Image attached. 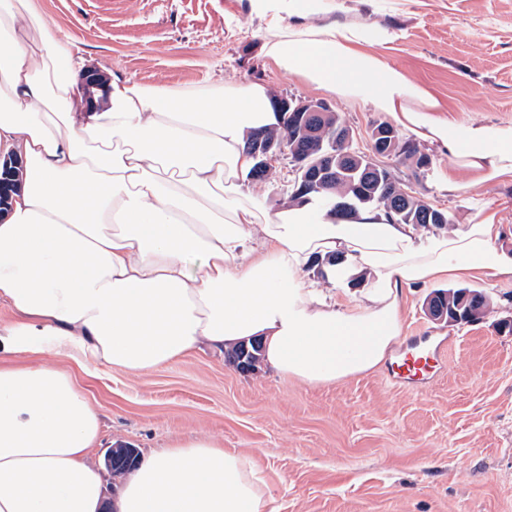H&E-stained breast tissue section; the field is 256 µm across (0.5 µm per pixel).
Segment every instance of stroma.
Instances as JSON below:
<instances>
[{
  "mask_svg": "<svg viewBox=\"0 0 512 512\" xmlns=\"http://www.w3.org/2000/svg\"><path fill=\"white\" fill-rule=\"evenodd\" d=\"M334 18L395 29L387 60L429 85L461 123H512V0H335ZM57 34L103 81L142 86L262 84L280 96L326 100L370 149L372 128L389 116L362 101L322 96L266 57L248 0H41ZM432 164L379 157L401 185L447 210L454 229L486 214L501 226L495 246L512 254V178L449 190L450 159L418 140ZM289 159L270 180L245 183L262 206H288ZM490 310L451 326L425 306L430 287L402 291L404 336H453L457 345L430 386H396L386 365L333 385L277 375L266 364L241 373L223 355L192 353L139 377L95 368L69 345L45 364L77 373L103 414L104 464L112 446L139 456L174 442L209 437L251 457L268 484L274 512H512V282L467 279Z\"/></svg>",
  "mask_w": 512,
  "mask_h": 512,
  "instance_id": "35a3bbf8",
  "label": "stroma"
}]
</instances>
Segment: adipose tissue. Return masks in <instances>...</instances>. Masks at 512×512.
<instances>
[{
    "instance_id": "1",
    "label": "adipose tissue",
    "mask_w": 512,
    "mask_h": 512,
    "mask_svg": "<svg viewBox=\"0 0 512 512\" xmlns=\"http://www.w3.org/2000/svg\"><path fill=\"white\" fill-rule=\"evenodd\" d=\"M331 0H249L274 66L313 91L368 102L452 161L470 184L512 175V123H459L375 53L394 31L330 20ZM34 0H0V166L21 185L0 216V512H104L92 453L102 414L53 343L97 366L146 372L206 346L260 339L278 375L332 384L378 366L402 336L401 292L448 278L512 277L493 217L418 240L383 210L343 221L310 204L271 210L241 188L250 130L276 122L260 85L145 88L112 81L91 112L79 61ZM340 291L316 287L315 258ZM370 278L366 288L353 280ZM28 362H16L17 354ZM116 512H272L252 458L214 440L165 447L125 477Z\"/></svg>"
}]
</instances>
